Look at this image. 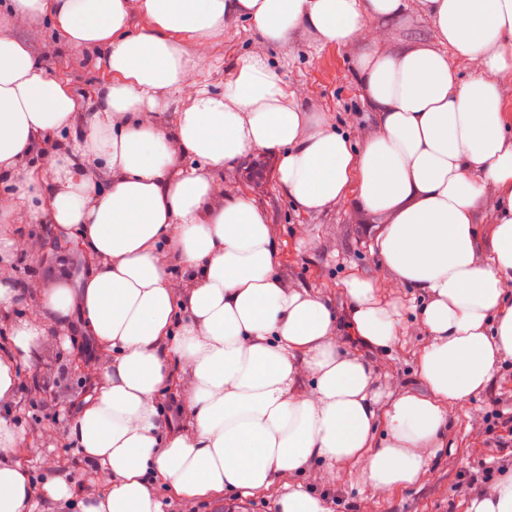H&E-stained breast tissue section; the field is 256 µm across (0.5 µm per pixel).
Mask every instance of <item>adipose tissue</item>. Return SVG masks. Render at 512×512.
<instances>
[{"instance_id": "obj_1", "label": "adipose tissue", "mask_w": 512, "mask_h": 512, "mask_svg": "<svg viewBox=\"0 0 512 512\" xmlns=\"http://www.w3.org/2000/svg\"><path fill=\"white\" fill-rule=\"evenodd\" d=\"M441 43L391 54L364 52L357 78L376 133L353 149L337 132L310 128L295 96L259 55L240 58L219 93L199 87L200 57L174 35L206 46L233 16L285 45L304 26L342 45L366 17L400 19L406 0H9L0 19V219L44 213L77 234L95 258L77 285L46 289L42 314L64 324L79 311L111 359L67 422L85 460L110 481L82 512H161L151 492L163 478L181 495H249L309 460H360L365 483L413 484L421 449L436 447L446 408L464 404L512 358V138L499 79L512 78V0H424ZM151 29L128 31L131 11ZM48 18L66 42L95 51L112 76L77 124L76 97L14 27ZM478 60L460 80L450 55ZM186 94L173 130L149 118L163 91ZM54 137L51 183L39 145ZM278 153V182L303 210L353 200L376 226L373 250L400 286L428 297L429 341L418 374L426 393L393 399L388 438L373 448L378 393L361 357L330 340L333 313L305 290L285 288L263 211L241 196L214 204L217 173L254 151ZM192 165L185 168L181 157ZM498 207L488 242L475 226L485 190ZM190 276L176 296L174 267ZM344 287L357 336L376 349L398 338L401 313L373 283ZM188 368V425L171 431L155 404L168 356ZM311 392L297 396L300 374ZM27 476L0 463V512H33Z\"/></svg>"}]
</instances>
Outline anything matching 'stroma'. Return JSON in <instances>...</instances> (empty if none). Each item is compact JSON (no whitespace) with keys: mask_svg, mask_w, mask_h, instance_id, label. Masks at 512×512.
<instances>
[{"mask_svg":"<svg viewBox=\"0 0 512 512\" xmlns=\"http://www.w3.org/2000/svg\"><path fill=\"white\" fill-rule=\"evenodd\" d=\"M403 20L383 24L369 17L359 41L345 45L321 44L306 27H297L286 45L264 43L253 24L242 17L227 19L224 35L213 42L200 64L199 81L209 90H223L237 59L246 53L270 58L284 82L297 92L299 105L320 117L327 128L363 142L376 131L372 110L363 98L356 77L359 56L366 51H395L413 43L439 48L436 30L422 0H407ZM31 49L47 59L56 74L82 105L79 120L91 115V103L109 76L94 64L95 54L70 47L45 19L19 25ZM277 158L265 151L252 152L243 162L225 166L220 180L225 194L242 195L265 213L276 249L277 270L284 284L307 290L330 304L337 315L331 332L334 345L362 356L374 372V389L381 403L406 392H421L425 386L417 373L419 356L429 341L420 310L424 296L414 288L396 284L391 271L372 254L374 233L368 218L351 201L331 204L319 211L300 209L276 178ZM23 230L40 236L42 250L32 262V278L51 287L59 276L77 281L89 271L88 254L78 238L59 229L41 215L30 216ZM372 281L381 302L395 303L402 322L392 348L381 352L362 343L350 324L349 299L343 282L350 276ZM7 312L6 330L22 322L43 327L33 355L15 363L17 393L26 397L22 411L0 404V417L22 418L27 423H52L63 430L66 421L93 394L81 370L79 354L94 341L71 321L66 327L47 326L26 288H19ZM191 379L177 355L169 357V377L158 401L171 418L174 430L184 429L187 417L184 399ZM448 428L441 447L422 449L423 471L409 486L379 490L357 478L358 461L327 464L311 461L304 472L283 477L267 491L245 497L247 512H276L275 500L285 485L303 484L324 499L330 512H466L470 500L489 494L498 478L512 472V358L501 361L488 385L466 404L447 409ZM62 460L63 469L53 470L52 461ZM14 465L27 472L36 504L35 512H78V485L92 478L104 482L98 464L85 461L70 443L43 448L41 455L19 453ZM62 479L73 488L72 498L53 499L46 484Z\"/></svg>","mask_w":512,"mask_h":512,"instance_id":"obj_1","label":"stroma"}]
</instances>
